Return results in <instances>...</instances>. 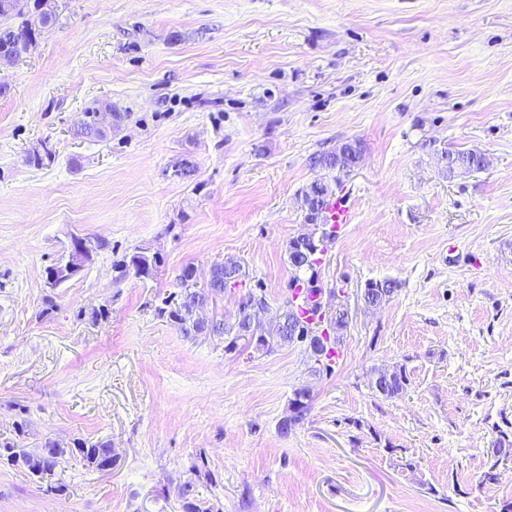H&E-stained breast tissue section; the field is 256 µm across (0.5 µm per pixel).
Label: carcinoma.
Masks as SVG:
<instances>
[{
	"label": "carcinoma",
	"instance_id": "1",
	"mask_svg": "<svg viewBox=\"0 0 512 512\" xmlns=\"http://www.w3.org/2000/svg\"><path fill=\"white\" fill-rule=\"evenodd\" d=\"M53 18L55 12L51 0H0V48L9 46L26 34L41 31ZM75 133L105 138L107 130L99 125V110L87 109L79 113ZM349 148L360 154L363 144L358 139L348 140L315 158V165L324 170V175L302 191L305 223L313 225L314 230L301 233L289 241L288 260L293 270L289 282L291 291L297 287L315 295L323 294L318 285L316 267L320 265L321 255L327 251L328 243L333 241L329 225L323 220L324 209L327 200L336 195L341 186L338 174L351 169L350 160L345 154ZM441 154L451 156V166L448 168L450 175L461 169L465 161L485 159L483 154L476 151L444 149ZM157 263L156 257L137 251L113 262V267L120 280L130 275L144 280L152 277ZM304 270L310 271L306 279L299 275ZM246 277L242 262L235 257H226L212 264L208 286L199 290L193 282L192 267L187 266L178 278V290L162 300V304L156 307V314L167 319L187 339H193L207 330L213 337L228 340L225 346L227 350L233 349L241 336L254 339L255 349L264 353H271L296 342L304 343L314 362V371L331 372L332 365L340 356L341 332L348 327L346 308L342 304L336 305L335 312L329 315L324 311L323 303H318L319 318L314 321L303 316L290 296L285 300L278 320L268 324L256 322L245 314L236 316L232 322L218 318L205 321L198 316V309L224 296L225 280L234 278L243 283ZM397 287L398 282L392 279L367 283L364 290L366 303L377 306L389 300ZM408 384L403 365L391 370L375 371V377L370 382L371 389L385 398L401 396L406 392ZM290 405L292 415L279 426L280 432L285 435L302 424L309 414V390L301 388L294 391ZM44 448L43 454L31 455L18 441L5 435L0 438V463L23 469L41 482L54 475L56 469L63 470L73 461L98 472L110 470L114 464L112 446L102 439L76 437L68 443L49 439L45 441ZM181 498L182 512H214V504L202 498L190 484L183 489Z\"/></svg>",
	"mask_w": 512,
	"mask_h": 512
}]
</instances>
